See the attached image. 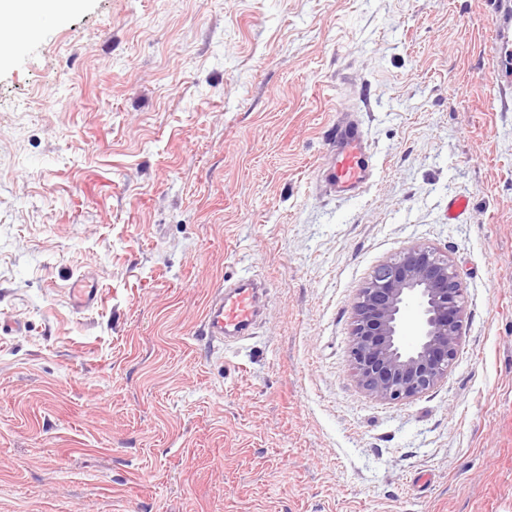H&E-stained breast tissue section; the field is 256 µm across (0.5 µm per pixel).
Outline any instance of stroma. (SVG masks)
<instances>
[{"mask_svg":"<svg viewBox=\"0 0 512 512\" xmlns=\"http://www.w3.org/2000/svg\"><path fill=\"white\" fill-rule=\"evenodd\" d=\"M496 17L73 0L37 22L0 59V512H512ZM351 107L376 162L355 196L319 170ZM414 244L466 286L458 361L380 402L349 361L353 303ZM241 276L267 285L257 329L212 341L209 300Z\"/></svg>","mask_w":512,"mask_h":512,"instance_id":"1","label":"stroma"}]
</instances>
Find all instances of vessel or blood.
Masks as SVG:
<instances>
[{
    "label": "vessel or blood",
    "instance_id": "1",
    "mask_svg": "<svg viewBox=\"0 0 512 512\" xmlns=\"http://www.w3.org/2000/svg\"><path fill=\"white\" fill-rule=\"evenodd\" d=\"M326 179L332 188L355 192L367 186L374 165L364 125L356 118H340L331 143ZM257 282L240 277L214 293L205 314L207 336L223 342L225 337L242 340L252 335L258 322Z\"/></svg>",
    "mask_w": 512,
    "mask_h": 512
}]
</instances>
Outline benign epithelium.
Masks as SVG:
<instances>
[{"mask_svg":"<svg viewBox=\"0 0 512 512\" xmlns=\"http://www.w3.org/2000/svg\"><path fill=\"white\" fill-rule=\"evenodd\" d=\"M353 310L350 362L371 397L412 399L447 377L465 319V286L448 256L405 249L374 270Z\"/></svg>","mask_w":512,"mask_h":512,"instance_id":"1","label":"benign epithelium"}]
</instances>
